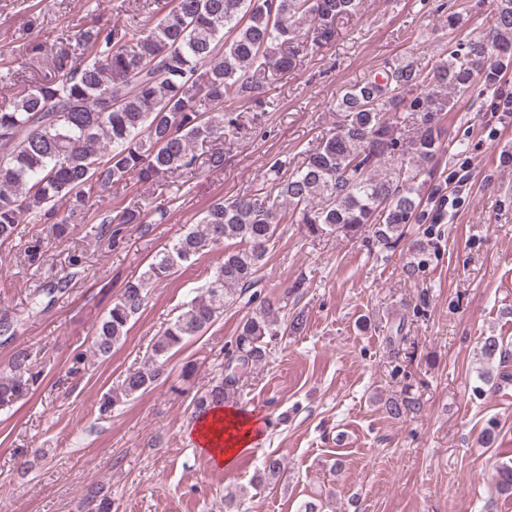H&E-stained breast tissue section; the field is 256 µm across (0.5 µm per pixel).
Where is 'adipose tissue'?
I'll list each match as a JSON object with an SVG mask.
<instances>
[{
  "instance_id": "ef3b65f1",
  "label": "adipose tissue",
  "mask_w": 512,
  "mask_h": 512,
  "mask_svg": "<svg viewBox=\"0 0 512 512\" xmlns=\"http://www.w3.org/2000/svg\"><path fill=\"white\" fill-rule=\"evenodd\" d=\"M259 424L256 417L223 407L190 426L187 435L202 446L208 458L226 467L239 453L253 448L261 440Z\"/></svg>"
}]
</instances>
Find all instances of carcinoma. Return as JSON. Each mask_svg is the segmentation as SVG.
I'll list each match as a JSON object with an SVG mask.
<instances>
[{"instance_id": "carcinoma-1", "label": "carcinoma", "mask_w": 512, "mask_h": 512, "mask_svg": "<svg viewBox=\"0 0 512 512\" xmlns=\"http://www.w3.org/2000/svg\"><path fill=\"white\" fill-rule=\"evenodd\" d=\"M169 5L158 21L133 29L116 24L78 31L74 48L55 53L49 76L0 102V244L25 220L38 217L52 221L48 239L61 241L71 232L74 213L127 181L153 185L173 174L191 179L203 169H223L224 150L204 156L195 151L241 129L240 115L215 106L226 100L263 103L268 74L290 71L305 51L331 42L336 24L357 13L359 0H169ZM491 31L488 38L457 40L440 60L385 63L382 80L355 84L337 98L342 123L296 170L286 175L285 164L274 161L270 189L214 201L196 226L158 251L98 322L95 356H112L154 283L192 264L210 246L225 244L224 261L206 287L153 339L143 366L127 371L101 400L99 414L147 391L167 373L174 349L201 335L258 284L283 204L313 236L353 239L368 232L387 250L407 236L410 225L441 221L443 210L432 214L423 208L417 180L433 176L429 164L443 143L440 115L453 107L452 96L480 83L497 84L500 64H486L492 51L512 57V0H498ZM81 56L85 60L79 63ZM401 110L419 125L417 136L398 134L390 113ZM62 203L68 204L65 213ZM113 224L148 221L133 203L105 216L100 232L117 235ZM432 234L433 229L426 231L417 262L403 269L407 279L418 278L431 262ZM305 329L303 314L285 319L270 302L243 321L224 347V370L195 393L192 417L224 406L247 375L266 364L273 340ZM40 374L28 351L16 350L9 372L0 375V410L27 395ZM418 405L413 397L390 399L384 411L400 419ZM284 469L283 458L270 456L257 481H272ZM86 506L89 512H112V501L95 492Z\"/></svg>"}]
</instances>
